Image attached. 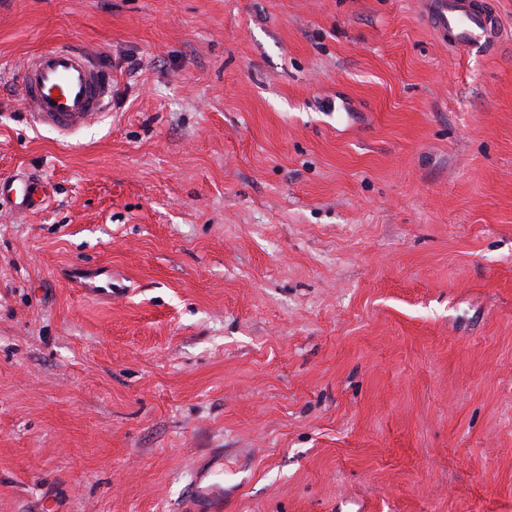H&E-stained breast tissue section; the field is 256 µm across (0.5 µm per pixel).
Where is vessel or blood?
<instances>
[{
    "label": "vessel or blood",
    "mask_w": 512,
    "mask_h": 512,
    "mask_svg": "<svg viewBox=\"0 0 512 512\" xmlns=\"http://www.w3.org/2000/svg\"><path fill=\"white\" fill-rule=\"evenodd\" d=\"M427 25L449 45L465 52L491 53L501 41V25L490 4L477 0H425ZM14 80L31 122L70 134L101 119L112 107L114 78L96 51L78 44L32 54ZM13 199L24 211L43 204L32 182L0 177V200Z\"/></svg>",
    "instance_id": "vessel-or-blood-1"
}]
</instances>
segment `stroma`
I'll return each instance as SVG.
<instances>
[{
    "instance_id": "35a3bbf8",
    "label": "stroma",
    "mask_w": 512,
    "mask_h": 512,
    "mask_svg": "<svg viewBox=\"0 0 512 512\" xmlns=\"http://www.w3.org/2000/svg\"><path fill=\"white\" fill-rule=\"evenodd\" d=\"M0 0V74L90 47L110 114L0 81V512H512V0ZM473 0H426L427 25L454 48L472 53L494 52L501 41V25L488 2ZM34 183L24 181L16 176L0 177V200L11 197L15 205L23 211H33L40 208L44 198L37 196Z\"/></svg>"
}]
</instances>
